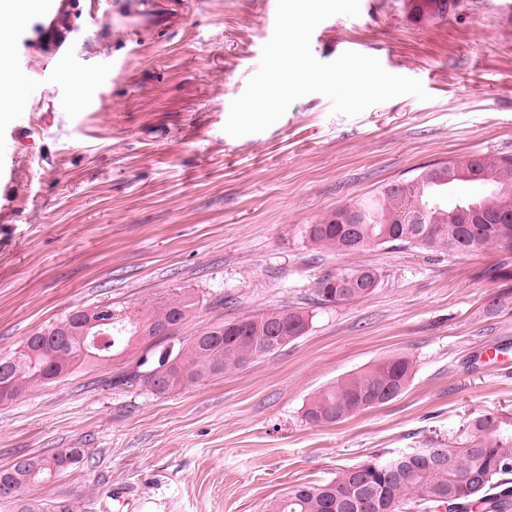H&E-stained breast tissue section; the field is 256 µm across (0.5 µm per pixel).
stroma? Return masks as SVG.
I'll use <instances>...</instances> for the list:
<instances>
[{
    "instance_id": "1",
    "label": "stroma",
    "mask_w": 512,
    "mask_h": 512,
    "mask_svg": "<svg viewBox=\"0 0 512 512\" xmlns=\"http://www.w3.org/2000/svg\"><path fill=\"white\" fill-rule=\"evenodd\" d=\"M169 0V31L138 39L76 19L74 64L37 38L59 0L18 19L0 64L23 79L0 115V357L72 310L145 313L180 294L198 305L176 336L273 308L312 317L306 333L237 372L165 394L118 386L142 350L0 402V468L21 455L87 448L83 467L0 499V512L55 496L73 512H261L297 484L411 448L464 446L477 417L512 413V283L459 256L368 245L323 248L309 225L419 168L512 155V0H460L418 19L407 0H360L311 38L324 62L377 57L419 79L349 117L296 100L270 128L232 137V100L256 73L267 0ZM372 267L381 284L346 305L317 303L321 276ZM412 361L396 399L337 424L304 416L310 396L392 355Z\"/></svg>"
}]
</instances>
